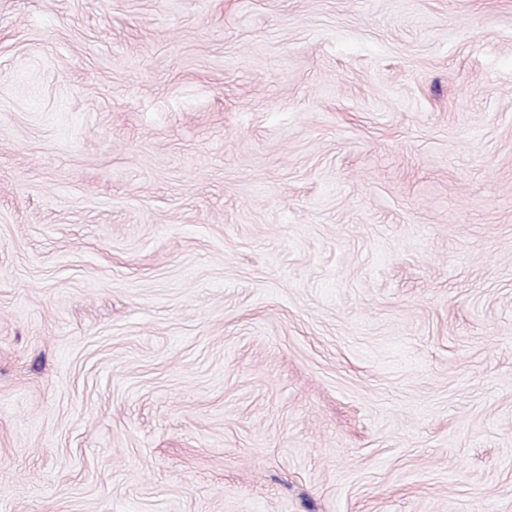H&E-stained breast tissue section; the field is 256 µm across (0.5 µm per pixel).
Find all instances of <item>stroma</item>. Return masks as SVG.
I'll use <instances>...</instances> for the list:
<instances>
[{"instance_id":"obj_1","label":"stroma","mask_w":512,"mask_h":512,"mask_svg":"<svg viewBox=\"0 0 512 512\" xmlns=\"http://www.w3.org/2000/svg\"><path fill=\"white\" fill-rule=\"evenodd\" d=\"M0 512H512V0H0Z\"/></svg>"}]
</instances>
